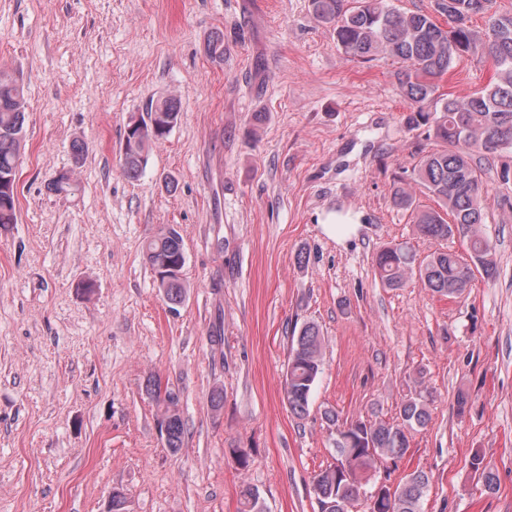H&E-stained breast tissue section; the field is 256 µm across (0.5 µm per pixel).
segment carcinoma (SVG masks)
I'll return each instance as SVG.
<instances>
[{"label":"carcinoma","mask_w":512,"mask_h":512,"mask_svg":"<svg viewBox=\"0 0 512 512\" xmlns=\"http://www.w3.org/2000/svg\"><path fill=\"white\" fill-rule=\"evenodd\" d=\"M493 0H435V11L448 19L438 25L432 15L404 11L390 0H311L314 14L334 26L336 42L354 60L368 62L383 55L399 64L400 92L410 113L406 125L423 130L435 147L420 151L409 177H397L393 202L408 213L417 234L432 243L459 236L466 255L441 246L423 259L401 243L387 245L376 256V274L391 289L403 288L416 277L432 294L454 298L470 288L475 273L491 279L496 273L493 250L484 235L481 169L473 153H512V13L491 11ZM487 17L484 34L471 28L472 16ZM477 55L492 63L493 76L481 90L462 99L438 93V82L461 58ZM25 97L20 80L0 69V225L17 222L16 198L8 192L16 181L20 151L25 141ZM180 108L172 98L151 100L140 122L126 133L121 147L125 174L138 177L148 163L150 148L178 123ZM409 179L433 197L438 208L425 209L403 187ZM143 256L153 273L155 287L171 309L184 303L189 285L183 270L186 255L182 236L165 225L143 245ZM325 338L320 326L307 322L292 337L284 385V401L297 419L310 412L314 387L324 362ZM154 403L158 420L167 424L165 447L181 450L186 428L173 390L156 378L144 386ZM430 392L419 390L403 400L391 421L341 418L333 407L323 410L333 441L334 462L314 477L318 512H351L345 504L360 499L363 485L346 473L361 476L380 472L387 460L401 459L409 448L410 433L431 419ZM470 466L481 492L494 494L499 487L497 469L475 452ZM430 483L429 475L414 470L395 490L385 489L370 503L369 512H420L419 504ZM240 512H263L258 490L240 491Z\"/></svg>","instance_id":"obj_1"}]
</instances>
